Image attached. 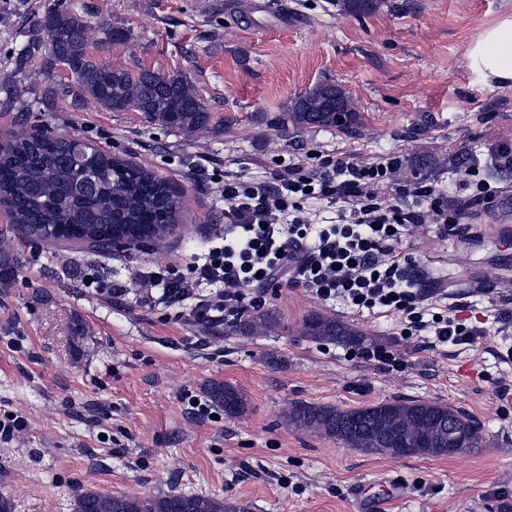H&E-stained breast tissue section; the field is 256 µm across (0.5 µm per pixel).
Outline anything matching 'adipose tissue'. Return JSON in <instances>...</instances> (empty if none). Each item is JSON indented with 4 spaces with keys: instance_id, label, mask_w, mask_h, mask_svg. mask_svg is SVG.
<instances>
[{
    "instance_id": "adipose-tissue-1",
    "label": "adipose tissue",
    "mask_w": 512,
    "mask_h": 512,
    "mask_svg": "<svg viewBox=\"0 0 512 512\" xmlns=\"http://www.w3.org/2000/svg\"><path fill=\"white\" fill-rule=\"evenodd\" d=\"M467 58L485 80L512 83V14L486 26L469 48Z\"/></svg>"
}]
</instances>
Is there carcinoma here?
Here are the masks:
<instances>
[{
	"label": "carcinoma",
	"instance_id": "carcinoma-1",
	"mask_svg": "<svg viewBox=\"0 0 512 512\" xmlns=\"http://www.w3.org/2000/svg\"><path fill=\"white\" fill-rule=\"evenodd\" d=\"M345 14L371 13L380 0H336ZM87 27L81 16L53 10L32 29L26 53L42 51L40 33L49 49L45 64L54 68L63 59L75 80L70 92L111 112L136 110L150 119L195 137L209 130L211 114L192 85L180 75L132 74L125 69L101 67L86 56ZM288 120L295 127L338 128L360 132L359 114L350 99L332 83H322L294 100ZM0 203L11 223L35 235L48 246L77 243L92 251L108 252L114 236L144 237L154 243L177 223L181 202L169 183L148 169L119 160L75 138L16 133L0 141ZM18 265L0 251V284L10 282ZM280 326L277 316L265 312L235 324L242 332L271 331ZM303 335L314 340H367L336 321L314 314L305 320ZM207 393L230 415L246 410V399L236 387L213 383ZM452 416L462 435L454 447L424 452L413 441L435 433L427 420ZM290 424L332 437L349 448L393 457L444 456L453 448H475L480 438L473 420L448 406L394 399L381 404L341 410L332 406L297 404L288 413ZM75 512H246L222 498L207 495H112L80 491Z\"/></svg>",
	"mask_w": 512,
	"mask_h": 512
}]
</instances>
